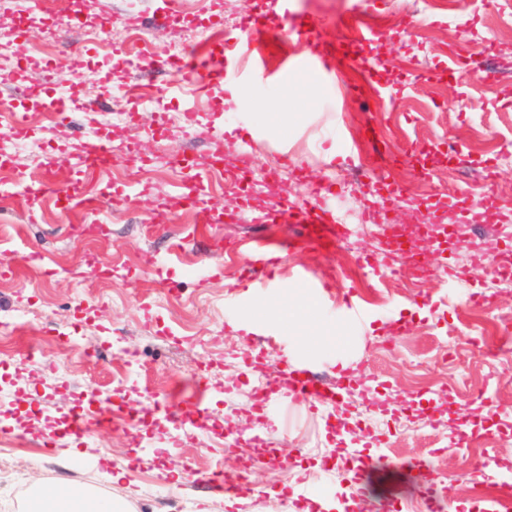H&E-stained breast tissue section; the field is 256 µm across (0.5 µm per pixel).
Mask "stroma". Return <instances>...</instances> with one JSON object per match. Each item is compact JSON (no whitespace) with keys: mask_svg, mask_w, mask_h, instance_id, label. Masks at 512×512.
I'll list each match as a JSON object with an SVG mask.
<instances>
[{"mask_svg":"<svg viewBox=\"0 0 512 512\" xmlns=\"http://www.w3.org/2000/svg\"><path fill=\"white\" fill-rule=\"evenodd\" d=\"M433 2L291 0L285 18L273 0H182L174 19L164 16L163 0H77L69 7L51 57L74 67L79 95L98 110L90 121L79 114L51 124L27 97L7 102L19 123L0 121V186L11 187L18 175L43 181L55 157L89 136L109 142L115 161L104 172H78L80 188L96 203L84 217L49 194L33 208L22 194L0 197V269L14 271L0 283V312L35 308L51 320L48 329L0 339V465L9 471L0 479V512H26L17 490L37 483L47 490L64 483L125 500L129 512H155L169 486L165 474L176 468L184 477L173 512H227L223 493L189 476L233 472L231 443L253 455L254 493L236 512H304L296 496L303 482L315 497L334 500L333 512H351L361 501L372 512H426L417 487L439 483L444 470L456 478L452 500L487 512L472 479L480 466L494 469L482 477L487 485L512 478V369L476 348L473 338L493 314L468 299L489 295L502 306L512 296V210L488 187L494 179L512 188V165L498 160L512 152V31H490L495 20L512 21V0H468L464 8L448 0L442 9ZM128 10L153 31L163 56L151 62L149 84L168 80L169 61L201 57L220 67L228 46L236 48L223 83L199 92L187 82L163 99L168 122L161 127L126 94L135 77L122 50L82 40ZM259 14L264 29L246 36L247 20ZM355 15L373 37L351 38L345 22ZM311 16L323 19L347 59L372 64L377 97L366 98L356 73L343 81L315 74L309 38L289 45L285 26ZM199 27L215 30L202 46L187 39ZM292 79L297 90L287 102L283 90ZM235 89L247 91L255 107L231 104ZM190 108L213 138L186 137ZM20 135L39 150H19ZM244 141L263 175L240 193L233 183ZM354 141L392 153L413 146L417 159L347 197L341 176L358 162L349 149ZM186 154L196 160L209 202L236 222L197 223L184 201L192 181L175 164ZM133 171L143 194L133 206L114 204ZM325 181L331 201L350 208L377 191L409 189L401 206L366 225L362 244L382 257L392 233L405 227L403 247L418 252L426 275L361 293L358 321L328 292L343 278L337 251H292L287 272L246 282L255 242L290 234L285 224L247 223L246 214L277 201H307L310 184ZM162 207L171 221L159 231ZM475 224L492 226V234L472 237ZM176 237L181 246L174 250ZM228 238L236 252H225ZM32 251L37 259H29ZM488 251L503 265L496 285L480 266ZM145 252L157 259L156 270L140 267ZM304 270L328 288L295 280ZM269 306L282 307V316L267 315ZM260 329L276 348L271 365L283 349L314 368H346L351 382H380L377 407L363 406L352 390L345 401L311 409L274 398L257 403L252 390L260 377L245 361ZM120 347L138 351L139 365L116 359ZM29 349L34 363L18 370ZM176 397L202 399L206 420L196 431L168 423ZM107 405L112 422L103 426L97 416ZM75 413L88 433L67 437L62 454L47 452L45 441ZM470 436L486 449L468 446ZM358 454L370 456L372 468L356 482L340 481ZM120 471L124 481L113 482Z\"/></svg>","mask_w":512,"mask_h":512,"instance_id":"stroma-1","label":"stroma"}]
</instances>
